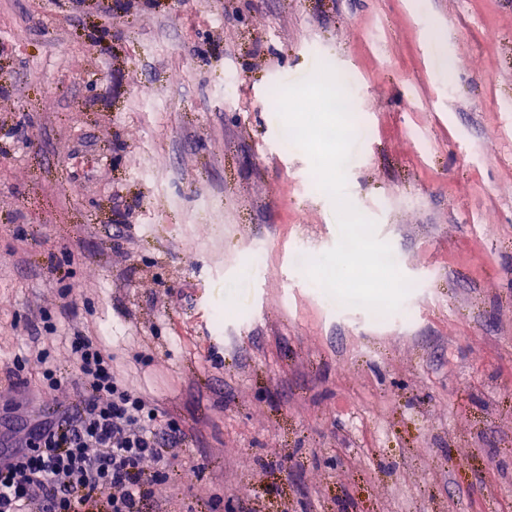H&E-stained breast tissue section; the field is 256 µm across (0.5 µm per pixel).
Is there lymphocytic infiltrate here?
<instances>
[{
  "label": "lymphocytic infiltrate",
  "instance_id": "1",
  "mask_svg": "<svg viewBox=\"0 0 512 512\" xmlns=\"http://www.w3.org/2000/svg\"><path fill=\"white\" fill-rule=\"evenodd\" d=\"M67 348L74 397L0 452V512H145L185 433L96 337L74 333Z\"/></svg>",
  "mask_w": 512,
  "mask_h": 512
}]
</instances>
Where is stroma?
<instances>
[{"label": "stroma", "instance_id": "stroma-1", "mask_svg": "<svg viewBox=\"0 0 512 512\" xmlns=\"http://www.w3.org/2000/svg\"><path fill=\"white\" fill-rule=\"evenodd\" d=\"M322 64L411 319L305 273ZM77 329L185 430L161 512H512V0H0V448Z\"/></svg>", "mask_w": 512, "mask_h": 512}]
</instances>
